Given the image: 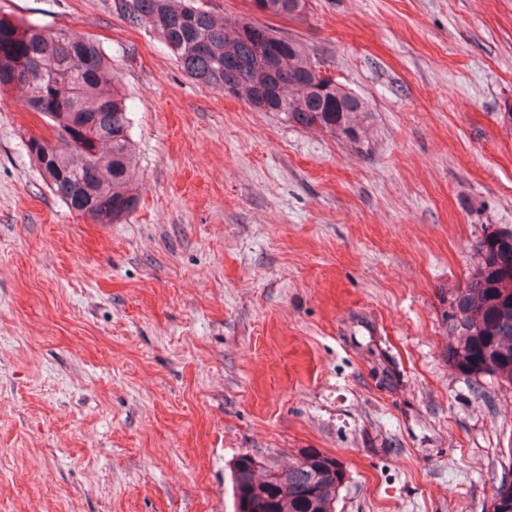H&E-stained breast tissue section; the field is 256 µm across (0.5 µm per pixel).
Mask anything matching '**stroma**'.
<instances>
[{
  "mask_svg": "<svg viewBox=\"0 0 512 512\" xmlns=\"http://www.w3.org/2000/svg\"><path fill=\"white\" fill-rule=\"evenodd\" d=\"M119 0H0L100 43L139 203L71 211L0 102V512H235L240 455L346 472L337 512H489L512 387L448 300L512 225V0H308L272 25L369 110L357 141L191 79Z\"/></svg>",
  "mask_w": 512,
  "mask_h": 512,
  "instance_id": "obj_1",
  "label": "stroma"
}]
</instances>
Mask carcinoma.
I'll use <instances>...</instances> for the list:
<instances>
[{
    "label": "carcinoma",
    "instance_id": "1",
    "mask_svg": "<svg viewBox=\"0 0 512 512\" xmlns=\"http://www.w3.org/2000/svg\"><path fill=\"white\" fill-rule=\"evenodd\" d=\"M269 17L298 16L305 0H255ZM132 23L145 21L190 77L224 91L232 80L235 98L258 112H273L295 127H320L356 138L366 101L333 76L304 45L264 26L281 44L267 62L256 42L258 23L214 17L196 0H130ZM55 66L60 84L23 79L35 64ZM12 89L38 115L48 135L25 141L41 179L72 211L99 224H114L137 204L133 192L135 154L132 119L112 63L90 37L68 29L21 27L0 16V101ZM62 132L67 142L57 141ZM95 165L90 174L87 168ZM477 265L450 296L446 316L448 360L479 382L491 377L512 386V226L487 232L476 244ZM346 473L338 460L303 448L286 468L242 454L233 468V493H244L253 512H336ZM492 512H512V482L492 497Z\"/></svg>",
    "mask_w": 512,
    "mask_h": 512
}]
</instances>
